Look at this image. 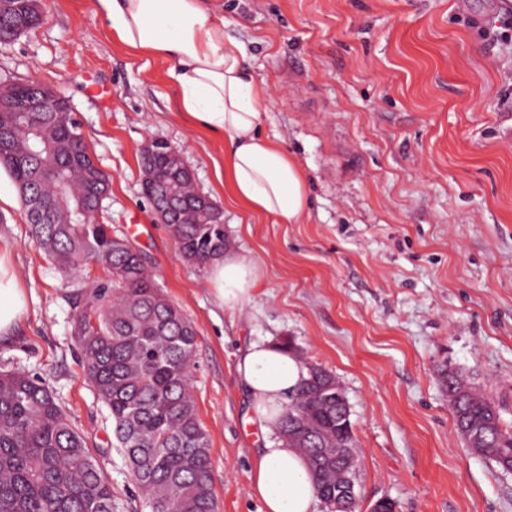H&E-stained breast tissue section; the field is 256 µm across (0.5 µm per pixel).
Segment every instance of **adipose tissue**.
Segmentation results:
<instances>
[{"mask_svg":"<svg viewBox=\"0 0 512 512\" xmlns=\"http://www.w3.org/2000/svg\"><path fill=\"white\" fill-rule=\"evenodd\" d=\"M212 0H96L112 37L136 55L167 65L179 92L178 110L197 129L224 141L219 182L232 201L277 223H299L311 209L308 176L280 143L261 131L266 92L246 67L245 43L227 36ZM207 281L225 311H241L262 283L251 258L228 250L206 264ZM28 300L8 244H0V343L8 341ZM235 374L248 401L245 421L273 434L249 465V495L260 512H313L314 479L298 449L276 438L288 390L305 376L297 356L281 345L251 343Z\"/></svg>","mask_w":512,"mask_h":512,"instance_id":"1","label":"adipose tissue"}]
</instances>
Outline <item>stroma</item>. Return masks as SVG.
<instances>
[{
	"label": "stroma",
	"instance_id": "obj_1",
	"mask_svg": "<svg viewBox=\"0 0 512 512\" xmlns=\"http://www.w3.org/2000/svg\"><path fill=\"white\" fill-rule=\"evenodd\" d=\"M32 33L0 43V77L66 96L108 175L100 221L128 236L197 331L193 395L211 442L219 512H259L249 461L265 440L244 422L235 377L251 342H292L350 405L363 508L512 512V473L465 447L438 372H462L512 426V30L506 0H216L269 97L262 131L310 179L313 206L279 224L231 202L216 176L224 144L189 125L157 59L115 42L95 0H41ZM177 147L197 192L223 211L234 250L263 282L242 312L215 300L142 194L140 152ZM0 239L29 310L0 371L46 381L119 497L138 489L72 334L71 298L103 266L66 276L30 237L0 168Z\"/></svg>",
	"mask_w": 512,
	"mask_h": 512
}]
</instances>
